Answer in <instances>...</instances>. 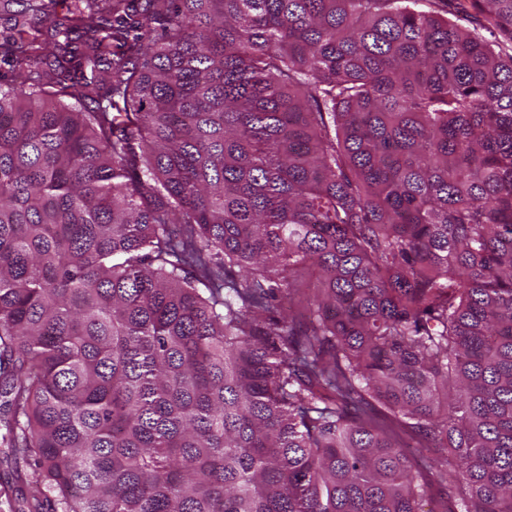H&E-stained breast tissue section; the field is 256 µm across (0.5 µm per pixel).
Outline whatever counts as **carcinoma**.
I'll return each mask as SVG.
<instances>
[{
	"label": "carcinoma",
	"instance_id": "cac0c4a2",
	"mask_svg": "<svg viewBox=\"0 0 512 512\" xmlns=\"http://www.w3.org/2000/svg\"><path fill=\"white\" fill-rule=\"evenodd\" d=\"M58 2L0 24L26 508L512 512V0Z\"/></svg>",
	"mask_w": 512,
	"mask_h": 512
}]
</instances>
